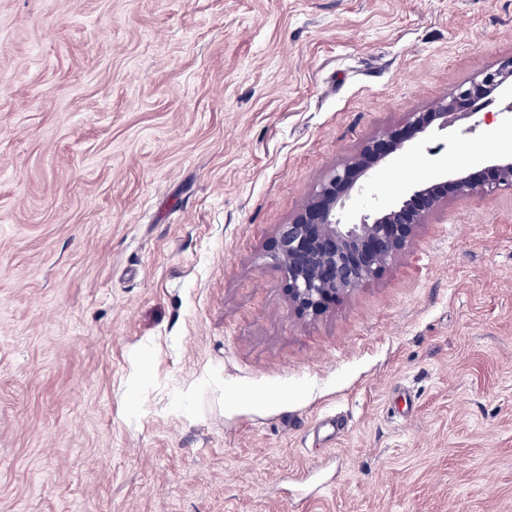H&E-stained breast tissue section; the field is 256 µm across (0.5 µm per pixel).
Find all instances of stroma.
<instances>
[{
  "mask_svg": "<svg viewBox=\"0 0 512 512\" xmlns=\"http://www.w3.org/2000/svg\"><path fill=\"white\" fill-rule=\"evenodd\" d=\"M512 57V0H0V512H512V190L302 318L319 183ZM512 141L480 112L340 212Z\"/></svg>",
  "mask_w": 512,
  "mask_h": 512,
  "instance_id": "stroma-1",
  "label": "stroma"
}]
</instances>
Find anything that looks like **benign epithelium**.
I'll use <instances>...</instances> for the list:
<instances>
[{
    "mask_svg": "<svg viewBox=\"0 0 512 512\" xmlns=\"http://www.w3.org/2000/svg\"><path fill=\"white\" fill-rule=\"evenodd\" d=\"M508 80L512 81V58L481 79L459 86L451 98L430 110L411 113L402 128L368 141L342 169L320 183L291 221L278 226L272 257L282 269L288 302L300 316L317 317L378 277L449 198L512 189L510 153L494 157L478 171L462 167L448 178L411 188L399 203L365 216L358 224H344L339 218L346 199L362 190L361 180L389 155L422 141L436 122L446 127L450 118H470L476 105Z\"/></svg>",
    "mask_w": 512,
    "mask_h": 512,
    "instance_id": "1",
    "label": "benign epithelium"
}]
</instances>
